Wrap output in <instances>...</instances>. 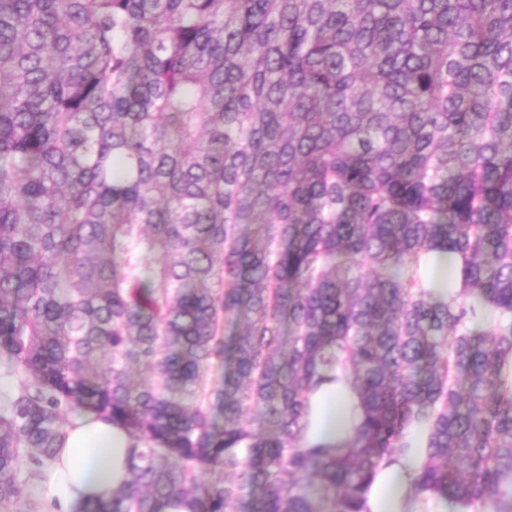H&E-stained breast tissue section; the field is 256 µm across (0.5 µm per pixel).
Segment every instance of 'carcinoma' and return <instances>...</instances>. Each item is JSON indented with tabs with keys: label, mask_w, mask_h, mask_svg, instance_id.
I'll list each match as a JSON object with an SVG mask.
<instances>
[{
	"label": "carcinoma",
	"mask_w": 512,
	"mask_h": 512,
	"mask_svg": "<svg viewBox=\"0 0 512 512\" xmlns=\"http://www.w3.org/2000/svg\"><path fill=\"white\" fill-rule=\"evenodd\" d=\"M0 350V512L80 411L85 512H366L417 427L418 491L512 500V0H0ZM317 407L312 430L316 440L330 444H342L351 434L352 408L356 403L344 385L329 386L312 398ZM66 442L49 472L47 489L39 482L22 485L24 507L43 501L46 512H78L105 499L126 475L129 440L125 432L91 413L73 415L66 427Z\"/></svg>",
	"instance_id": "carcinoma-1"
}]
</instances>
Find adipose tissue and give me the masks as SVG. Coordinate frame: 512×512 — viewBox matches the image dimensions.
<instances>
[{
    "instance_id": "ef3b65f1",
    "label": "adipose tissue",
    "mask_w": 512,
    "mask_h": 512,
    "mask_svg": "<svg viewBox=\"0 0 512 512\" xmlns=\"http://www.w3.org/2000/svg\"><path fill=\"white\" fill-rule=\"evenodd\" d=\"M317 408L314 439L344 443L351 434L354 400L346 386H330L312 399ZM129 440L125 432L91 413L73 415L66 427L65 446L46 483L47 512H81L105 499L126 475ZM419 454L382 465L366 498L368 512H457L453 502L416 494L414 479Z\"/></svg>"
}]
</instances>
